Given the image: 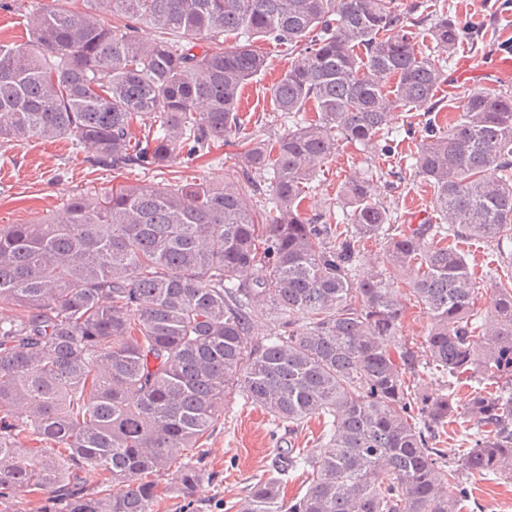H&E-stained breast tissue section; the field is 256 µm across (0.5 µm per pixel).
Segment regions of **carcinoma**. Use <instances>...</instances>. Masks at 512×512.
Returning a JSON list of instances; mask_svg holds the SVG:
<instances>
[{
    "label": "carcinoma",
    "instance_id": "obj_1",
    "mask_svg": "<svg viewBox=\"0 0 512 512\" xmlns=\"http://www.w3.org/2000/svg\"><path fill=\"white\" fill-rule=\"evenodd\" d=\"M57 2L30 10L32 43H0V145L69 139L114 170L202 161L244 130L242 90L269 67L260 41L303 43L268 93L282 116L310 104L315 116L238 142L243 177L274 197L263 217L236 187L136 183L72 195L61 220L0 225V504L156 512L190 497L209 478L200 441L236 394L291 428L323 418L327 447L288 449L237 512H461L468 476L512 480V275L476 309L447 242L512 238V98L473 90L460 119L424 128L409 168L440 223L393 224L364 171L329 224L304 210L320 166L347 143L388 154L395 113L434 109L444 69L412 31L421 3ZM481 29L445 16L431 39L451 54ZM369 241L383 265L363 262ZM246 271L252 282H236ZM402 278L429 321L423 362L387 347ZM260 312L274 328L257 341ZM435 373L441 393L423 384ZM464 380L477 387L459 406ZM461 416L475 421L471 447H433ZM299 469L309 487L286 501Z\"/></svg>",
    "mask_w": 512,
    "mask_h": 512
}]
</instances>
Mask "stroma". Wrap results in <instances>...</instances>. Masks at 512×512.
I'll return each mask as SVG.
<instances>
[{"label": "stroma", "mask_w": 512, "mask_h": 512, "mask_svg": "<svg viewBox=\"0 0 512 512\" xmlns=\"http://www.w3.org/2000/svg\"><path fill=\"white\" fill-rule=\"evenodd\" d=\"M430 18L470 17L483 22V39L462 43L456 49L445 80L435 98L439 103L436 119L445 125L459 117L458 106L465 92L486 88L512 94V55L498 54L500 45L512 42V0H422ZM260 48L269 59L267 72L245 86L240 112L244 119L260 120L267 135L282 134L286 126L273 112L268 89L287 69L294 54L288 46L264 42ZM414 140L400 143L395 155L378 156L360 146L344 145L335 157L319 169L307 193L308 214H326L328 221L342 215L339 196L351 173L372 171L374 198L392 211L396 224H416L433 214L432 191L415 173L403 182H394L391 172L405 163L414 149ZM235 144L214 148L207 161L178 165L175 172L112 170L88 162L87 149L70 140L55 142L29 139L0 146V224H22L29 220L61 215L66 199L74 194L103 197L112 187L131 183L164 184L179 177L188 181L213 180L243 186L237 167ZM476 277L478 308H488L493 285L487 273L496 269L512 272V242L496 245L482 241L461 244ZM322 420L312 418L300 428L275 424L259 408L234 398L224 416L202 440L206 451L203 467L210 473L192 501L175 497L165 502L161 512H236L258 480L274 474L278 455L290 448L320 450ZM470 493L462 512H512V480L488 481L469 477Z\"/></svg>", "instance_id": "stroma-1"}]
</instances>
